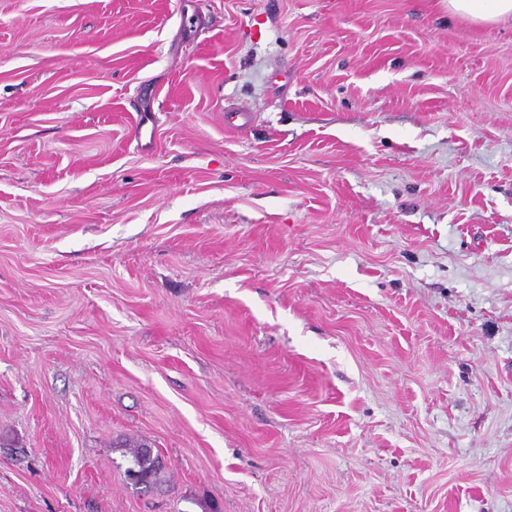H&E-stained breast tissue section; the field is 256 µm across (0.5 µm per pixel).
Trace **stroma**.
Listing matches in <instances>:
<instances>
[{
	"mask_svg": "<svg viewBox=\"0 0 512 512\" xmlns=\"http://www.w3.org/2000/svg\"><path fill=\"white\" fill-rule=\"evenodd\" d=\"M0 512H512V22L0 0ZM125 448L128 459V467L125 468V477L134 486L141 489H151L163 482V466L159 456L154 455L152 448L146 443L136 442L128 444Z\"/></svg>",
	"mask_w": 512,
	"mask_h": 512,
	"instance_id": "1",
	"label": "stroma"
}]
</instances>
